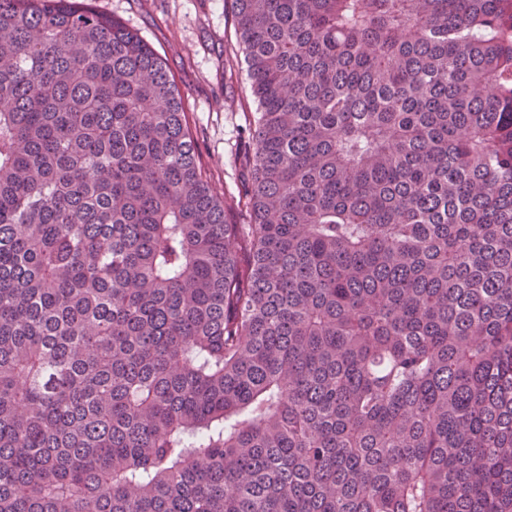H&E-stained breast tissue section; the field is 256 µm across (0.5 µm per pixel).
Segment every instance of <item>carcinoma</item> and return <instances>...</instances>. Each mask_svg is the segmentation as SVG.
Returning <instances> with one entry per match:
<instances>
[{"mask_svg":"<svg viewBox=\"0 0 512 512\" xmlns=\"http://www.w3.org/2000/svg\"><path fill=\"white\" fill-rule=\"evenodd\" d=\"M249 222L92 0H0V512H512V0H232Z\"/></svg>","mask_w":512,"mask_h":512,"instance_id":"cac0c4a2","label":"carcinoma"}]
</instances>
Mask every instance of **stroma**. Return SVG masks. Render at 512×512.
<instances>
[{
    "instance_id": "stroma-1",
    "label": "stroma",
    "mask_w": 512,
    "mask_h": 512,
    "mask_svg": "<svg viewBox=\"0 0 512 512\" xmlns=\"http://www.w3.org/2000/svg\"><path fill=\"white\" fill-rule=\"evenodd\" d=\"M136 30L161 57L180 91L203 174L229 223H247L244 156L256 106L250 96L229 0H94Z\"/></svg>"
}]
</instances>
